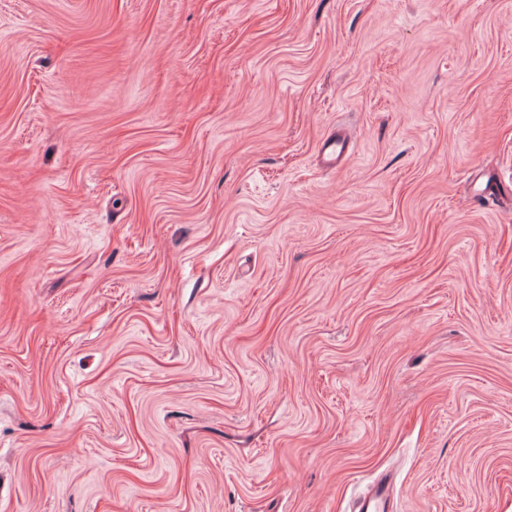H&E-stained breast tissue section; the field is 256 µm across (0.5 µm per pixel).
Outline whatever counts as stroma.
<instances>
[{"label": "stroma", "mask_w": 512, "mask_h": 512, "mask_svg": "<svg viewBox=\"0 0 512 512\" xmlns=\"http://www.w3.org/2000/svg\"><path fill=\"white\" fill-rule=\"evenodd\" d=\"M385 473L512 512V0H0V512ZM348 153V142L341 134L326 138L321 145V156L328 167L339 165Z\"/></svg>", "instance_id": "35a3bbf8"}]
</instances>
